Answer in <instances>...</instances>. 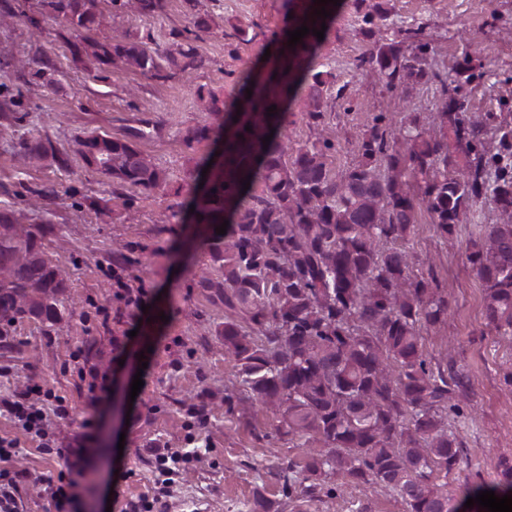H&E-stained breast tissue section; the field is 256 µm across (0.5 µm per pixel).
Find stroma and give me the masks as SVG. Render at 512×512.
<instances>
[{"instance_id": "obj_1", "label": "stroma", "mask_w": 512, "mask_h": 512, "mask_svg": "<svg viewBox=\"0 0 512 512\" xmlns=\"http://www.w3.org/2000/svg\"><path fill=\"white\" fill-rule=\"evenodd\" d=\"M4 7L11 9L13 20L0 27V89L24 94L15 60L39 51L51 59L56 85L24 99L27 121L0 120V208L25 209L27 188L55 185L58 194L50 214L54 232L44 245L66 270L70 290L61 327L20 320L0 340V366L8 370L0 377V401L35 402L48 392L65 397L69 417L49 423L61 448L82 433L84 420H92V438L77 477L75 512L109 507L119 512V502L108 503L109 493L125 498L145 492L153 449L185 447L190 436L203 455L179 480L169 512H253L259 498L270 512H349L353 500L365 512H404L400 500L362 486L348 488L340 497L286 492L279 472L290 463L302 465L303 450L298 440L277 431L272 414L251 401L225 405L224 386L235 381L237 367L224 357V304L199 285L202 273L216 279L221 271L195 245L193 225L175 217L188 208V189L200 177V158L213 151L210 142L189 146L183 141L187 128L209 119L198 107V93L230 95L246 61L253 76L264 72L266 62L257 49L277 45L288 21L281 0H198L197 10L215 20L212 34L196 43L209 65L192 77L177 75L164 82L123 69L95 78L93 69L73 57L71 32L42 20L38 0H0V9ZM385 7L388 39H399L408 25H423L443 82L417 87L403 100L372 81L356 65L367 40L350 0H345L321 52L338 91L328 101L330 121L342 138L333 156L336 169L354 162L346 143L374 116H429L445 85L460 86L468 111L496 112L512 121V0H385ZM98 9L104 16L100 35L130 28L160 46L190 22L186 0H167L166 12L157 20H131L111 0H98ZM239 27L255 34V42L239 39ZM465 60L474 77L464 84L457 69ZM144 120L158 127L138 147L166 175L165 183L148 195L118 190L111 178L76 156L66 170L46 166L23 171L14 161V148L23 136L49 137L66 151L74 137L92 132L121 137ZM99 203L108 206L107 214L97 213ZM469 232L464 223L452 240H444L421 208L411 238L413 249L432 259L431 265L417 266V273H433L453 302L446 323L428 332L427 351L433 361L447 359L449 369L467 376L475 403L466 413L471 425L462 433L470 463L449 475L452 491L467 481L498 484L500 458L512 457V383L506 380L512 374V343L486 324L485 289L466 260ZM119 244L127 256L120 263L112 258ZM122 282L145 289V309L118 297ZM101 306L106 309L102 315L97 312ZM82 368L104 375L110 391L104 404L92 403L95 380L79 377ZM137 375L144 385L134 397L130 387ZM193 406L202 414L194 425L188 416ZM21 446L26 453L12 468L25 474V512H54L40 480L57 476L65 461L31 450L29 441Z\"/></svg>"}]
</instances>
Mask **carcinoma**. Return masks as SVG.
<instances>
[{"label": "carcinoma", "mask_w": 512, "mask_h": 512, "mask_svg": "<svg viewBox=\"0 0 512 512\" xmlns=\"http://www.w3.org/2000/svg\"><path fill=\"white\" fill-rule=\"evenodd\" d=\"M186 2L190 27L172 33L163 48L148 47L131 31L97 37L104 21L97 0H39V10L71 32L73 56L86 57L97 72L121 67L165 81L209 64L193 42L213 30V19L195 10V0ZM353 2L371 39L359 68L403 94L441 83L443 101L432 110L431 127L410 112L395 131L380 114L357 138V160L336 170V134L325 128L335 75L320 70L323 41L311 33L293 47L283 38L271 71L256 80L245 71L231 97L199 94L211 122L188 129L184 142L224 147V168L208 190L189 188L199 245L222 268L221 279L201 282L224 302V354L237 362L239 389L306 448L304 468L288 466L286 488L301 481V493L313 497L365 485L400 497L405 512H449L448 475L468 464L460 435L468 383L428 359L421 331L448 319L451 300L434 277L413 273L410 239L421 205L446 240L456 225L493 205L499 221L475 225L466 259L486 290L487 325L512 340V125H498L496 143H489L487 128L497 116L469 115L458 85L448 93L423 27L412 24L401 40L388 42L383 4ZM112 5L136 20H154L165 13L166 0ZM282 8L291 15L289 30H319L324 23L326 37L339 10L329 3L331 16L319 19L308 0H282ZM19 70L30 88L54 83V65L44 54ZM297 106L318 131L312 142L288 139ZM147 135L140 127L123 138L84 135L76 152L119 187L151 192L165 174L137 147ZM15 156L29 167L70 163L69 153L41 136L21 139ZM31 193L32 206L44 211L56 198L48 185ZM24 219L19 210H0V325L27 319L54 327L63 321L68 276L43 246L51 223ZM226 220V233L217 234ZM499 466L503 482L493 491L512 495V459Z\"/></svg>", "instance_id": "carcinoma-1"}]
</instances>
